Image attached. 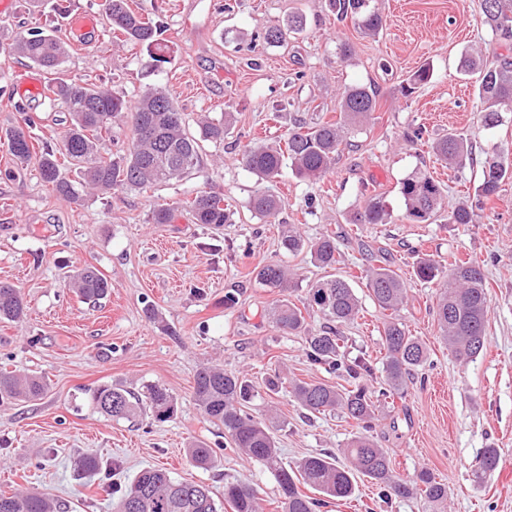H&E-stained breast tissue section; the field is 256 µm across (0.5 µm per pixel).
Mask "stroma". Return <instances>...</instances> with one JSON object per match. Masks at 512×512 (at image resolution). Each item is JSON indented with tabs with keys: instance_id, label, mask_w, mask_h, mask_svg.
<instances>
[{
	"instance_id": "1",
	"label": "stroma",
	"mask_w": 512,
	"mask_h": 512,
	"mask_svg": "<svg viewBox=\"0 0 512 512\" xmlns=\"http://www.w3.org/2000/svg\"><path fill=\"white\" fill-rule=\"evenodd\" d=\"M14 2L12 13L0 15V132L28 114L40 145L55 148L69 124L54 97L23 99L14 90L34 64L10 47L33 31L70 43L62 68L75 82L104 84L131 101L149 89L164 91L184 112L189 135H197L204 113L217 118L227 110L234 122L223 142L202 143L197 174L77 200L46 186L36 163H13L0 141V281L20 288L27 304L24 321L0 322V367L42 376L47 385L42 399L0 406V491L43 492L66 512H115L136 473L155 466L209 486L219 500L226 481L248 480L274 512V476L237 453L223 428L203 417L193 385L203 366L247 374L256 394L246 409L273 424L287 465L337 453L356 433L341 412L312 413L288 393L273 400L265 393L266 378L275 374L286 382L336 380L309 362L302 337L283 334L265 315L280 297L302 304L308 284L327 274L308 252L281 247V225L294 224L309 241L335 233V273L360 300L357 318L341 332L351 354L368 355L374 369L382 367L387 314L374 303L364 271L385 264L407 282L399 317L425 342L429 360L409 377L404 397L378 407L373 436L396 476L410 480L425 467L448 486L447 504L435 511L418 497L382 500L361 477L351 500L331 502L324 512H512V180L484 205L475 192L479 161L493 153L512 157V112L499 126H485L476 85L459 72L472 48L491 58L505 51L482 25L478 0H372L383 17L373 35L355 20H337L324 0H128L138 15L160 24L163 63L146 47L112 38L105 0H66L70 16H96V28L84 36L58 24L57 0ZM292 14L303 17L302 30L266 43L265 31ZM424 65L431 79L404 94L409 76ZM355 84L378 94L369 123L320 182L284 170L270 187L279 212L255 217L249 200L260 183L240 162L244 148L280 145L294 126L337 120L340 96ZM451 131L466 138L474 159L457 171L432 150ZM417 170L440 183L446 201L473 203L476 222L458 226L443 211L423 223L406 220L400 183ZM201 191L223 196L232 223L220 229L193 223L185 203ZM372 195L385 201L390 223H354ZM165 202L175 207L171 223H153L154 207ZM425 255L444 266L471 258L484 269L490 308L486 350L476 359L458 360L438 337L437 287L413 275ZM269 261L293 271L290 290L255 279L254 268ZM87 265L112 283L96 303L64 280ZM228 296L233 305H225ZM150 309L155 318L147 317ZM145 383L172 395V418L158 421L146 412L115 421L89 401V389L99 385L137 391ZM198 441L216 452L209 468L187 457ZM490 447L500 453L499 466L475 482L474 462ZM86 455L112 465V473L80 475Z\"/></svg>"
}]
</instances>
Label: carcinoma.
<instances>
[{"label": "carcinoma", "mask_w": 512, "mask_h": 512, "mask_svg": "<svg viewBox=\"0 0 512 512\" xmlns=\"http://www.w3.org/2000/svg\"><path fill=\"white\" fill-rule=\"evenodd\" d=\"M329 11L343 19L356 17L359 28L366 34L376 33L382 26L379 12L368 9L367 0H326ZM481 19L499 34L504 44H512V0H479ZM110 30L124 36L125 41L148 49L160 47V26L138 17L127 0H106ZM303 21L298 16L288 18L284 25L269 28L264 39L270 44L283 42L288 33L299 30ZM13 50L46 70L48 89L61 101L70 115L60 153L44 147L34 152L32 136L35 121L7 130L8 152L17 165L38 158L43 182L60 196L78 198L82 193L106 195L112 191L142 190L172 179L195 174L201 168L197 139L185 129L184 113L161 90L144 92L135 104L122 95L95 83L81 85L67 78L62 59L68 52L65 43L41 32L19 38ZM465 74L477 78L478 98L483 122L499 125L502 113L512 112V59L505 56L496 66L484 64L482 51H471L462 62ZM430 68L416 70L404 86L405 94L429 81ZM378 107L376 92L363 85L344 89L339 101V119L320 120L309 127L299 126L288 131L287 150L269 145L246 147L241 163L262 181L278 178L285 165L294 174L309 182L321 180L336 164L340 146L347 138L368 124ZM131 120L132 138L126 152L104 158L100 155L102 134L122 118ZM233 117L226 112L219 119L205 116L199 120L200 136L205 140L222 141ZM440 158L452 168H461L473 160L465 139L450 134L433 146ZM75 166V178L61 171L57 155ZM512 179V160L499 153L482 161L478 196L485 204L498 196L502 184ZM405 217L425 222L443 208H448V223L473 224L475 212L468 200L445 205L442 188L431 175L415 171L401 182ZM195 223L221 227L231 223L230 209L224 199L213 192L201 191L188 202ZM252 212L263 218L279 210L276 196L259 189L249 202ZM358 224H388L391 214L379 197L369 198L356 212ZM282 247L295 253L308 249L314 263L324 269L336 263V237L320 236L308 244L293 224L285 225ZM256 278L269 288H285L292 279L289 269L278 262L255 268ZM367 287L374 302L384 311L397 312L403 306L407 285L393 270L372 267L365 274ZM414 277L421 282L442 281L436 305V321L441 339L462 360H472L485 349V326L489 311V296L482 266L473 260H458L443 271L430 258L420 259L414 266ZM71 280L80 297L86 301L105 298L112 283L95 267L86 266L73 273ZM322 316L331 325L306 336L307 355L311 363L325 365L349 387L342 389L321 381L294 380L289 393L294 401L310 412L337 410L355 421L359 429L339 455L319 453L301 458L294 466H285L280 458L272 431L243 410L254 396V386L244 375L228 373L215 366L203 367L194 378V398L204 417L224 427V435L233 447L262 468L277 481L279 498L277 512H319L329 501H343L355 493V474L359 473L377 485L386 498L420 496L430 505L448 500V485L437 479L429 469H422L411 481L393 475L390 458L371 435L376 403L404 394L406 378L428 361L423 342L410 335L400 319L391 317L383 329V379L378 387L366 380L373 377L369 362L351 360L345 354V337L339 327L353 321L359 313V300L353 288L343 278L329 276L310 285L303 307L284 298L273 302L268 319L285 333H300L306 329L305 314ZM26 316V304L20 290L12 283L0 281V321L20 322ZM46 383L38 375L19 376L0 370V405L16 400H36L43 396ZM90 399L98 412L115 420L131 419L148 410L164 421L175 411L173 397L157 384H147L143 393L112 385L90 390ZM187 454L194 466L205 469L212 465L215 450L204 443H193ZM499 464L498 451L486 448L477 458L473 474L480 481ZM312 490V494L305 490ZM224 502L232 512H262L256 489L245 480L235 479L224 484ZM118 512H221L211 491L204 485L177 480L159 468L145 467L132 481L130 488L117 504ZM0 512H57L56 505L46 496L20 491L0 493Z\"/></svg>", "instance_id": "carcinoma-1"}]
</instances>
